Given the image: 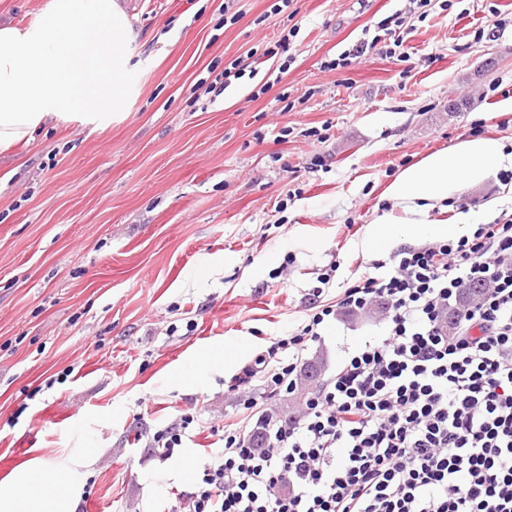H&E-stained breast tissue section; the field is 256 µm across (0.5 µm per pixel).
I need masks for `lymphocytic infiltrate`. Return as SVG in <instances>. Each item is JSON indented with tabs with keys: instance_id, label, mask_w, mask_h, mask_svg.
Instances as JSON below:
<instances>
[{
	"instance_id": "f902f5d3",
	"label": "lymphocytic infiltrate",
	"mask_w": 512,
	"mask_h": 512,
	"mask_svg": "<svg viewBox=\"0 0 512 512\" xmlns=\"http://www.w3.org/2000/svg\"><path fill=\"white\" fill-rule=\"evenodd\" d=\"M404 22L380 21L322 69L375 52L408 61ZM298 26L225 65L221 88L269 62L287 74ZM275 339L255 370L264 393L293 394L329 319L380 307L382 336L346 352L299 415L257 412L225 430L189 512H512V214L456 239L400 247ZM479 285L472 304L464 291Z\"/></svg>"
}]
</instances>
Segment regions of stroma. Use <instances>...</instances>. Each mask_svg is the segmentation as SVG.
Wrapping results in <instances>:
<instances>
[{"instance_id":"obj_1","label":"stroma","mask_w":512,"mask_h":512,"mask_svg":"<svg viewBox=\"0 0 512 512\" xmlns=\"http://www.w3.org/2000/svg\"><path fill=\"white\" fill-rule=\"evenodd\" d=\"M131 3L127 117L92 134L52 123L0 155V480L89 449L74 512H171L195 489L181 461L201 465L215 429L241 421L262 390L246 367L307 321L317 276L332 271V305L417 244L362 246L377 217H401L382 197L400 171L474 136L512 147V25L475 36L470 0L414 19L409 63L368 54L330 72L325 58L408 2L295 0L296 61L256 99L266 67L217 97L208 83L288 28L271 0ZM381 318L341 316L305 360L330 376ZM230 344L194 381L187 365ZM185 413L179 457L161 460L153 433Z\"/></svg>"}]
</instances>
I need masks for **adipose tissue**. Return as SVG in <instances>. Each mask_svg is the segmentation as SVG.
Returning a JSON list of instances; mask_svg holds the SVG:
<instances>
[{
  "label": "adipose tissue",
  "mask_w": 512,
  "mask_h": 512,
  "mask_svg": "<svg viewBox=\"0 0 512 512\" xmlns=\"http://www.w3.org/2000/svg\"><path fill=\"white\" fill-rule=\"evenodd\" d=\"M135 39L126 0H47L37 23L0 19V152L56 119L95 129L120 119ZM506 165L512 152L501 140L471 138L404 168L385 197L402 209L406 232L453 236L459 225L428 221V212ZM92 462L85 449L54 464L29 460L0 480V512H74Z\"/></svg>",
  "instance_id": "ef3b65f1"
}]
</instances>
